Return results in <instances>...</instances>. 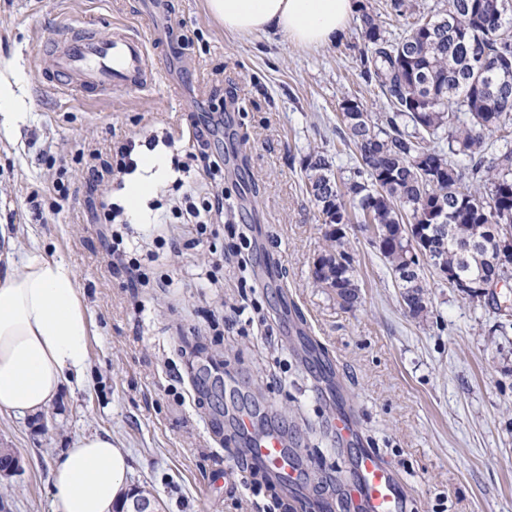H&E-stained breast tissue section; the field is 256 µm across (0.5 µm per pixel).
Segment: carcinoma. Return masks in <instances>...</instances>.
Masks as SVG:
<instances>
[{
    "label": "carcinoma",
    "mask_w": 512,
    "mask_h": 512,
    "mask_svg": "<svg viewBox=\"0 0 512 512\" xmlns=\"http://www.w3.org/2000/svg\"><path fill=\"white\" fill-rule=\"evenodd\" d=\"M410 29L389 38L361 6L363 74L389 111L373 118L355 99L342 103L341 144L352 151L343 181L325 152L305 156L309 195L329 245L311 277L344 307L358 300L354 258L338 224L371 237L415 318L429 313L425 268L443 264L441 282L464 272L512 280L498 237L512 230V0H448L441 11H412Z\"/></svg>",
    "instance_id": "obj_1"
}]
</instances>
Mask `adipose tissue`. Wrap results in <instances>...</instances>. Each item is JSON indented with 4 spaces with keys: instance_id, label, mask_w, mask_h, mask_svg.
<instances>
[{
    "instance_id": "1",
    "label": "adipose tissue",
    "mask_w": 512,
    "mask_h": 512,
    "mask_svg": "<svg viewBox=\"0 0 512 512\" xmlns=\"http://www.w3.org/2000/svg\"><path fill=\"white\" fill-rule=\"evenodd\" d=\"M227 32L272 31L317 48L341 40L356 0H208ZM88 319L65 261L32 255L0 274V412L35 415L88 366ZM129 458L110 434L77 437L51 483L56 512H114L126 490Z\"/></svg>"
}]
</instances>
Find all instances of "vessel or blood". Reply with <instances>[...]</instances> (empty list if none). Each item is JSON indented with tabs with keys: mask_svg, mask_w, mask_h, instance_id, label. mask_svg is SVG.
<instances>
[{
	"mask_svg": "<svg viewBox=\"0 0 512 512\" xmlns=\"http://www.w3.org/2000/svg\"><path fill=\"white\" fill-rule=\"evenodd\" d=\"M145 5L153 20L151 38L121 28L105 36L84 33L66 38L48 58L46 85L89 97L151 84L164 73L169 60L179 55L180 43L158 0H145ZM253 423L249 412L241 411L235 416L236 427L249 437L252 466L279 477H292L294 467L281 436L272 430L252 434ZM355 468L356 478L348 488V496L359 512H400L399 484L376 453L361 452Z\"/></svg>",
	"mask_w": 512,
	"mask_h": 512,
	"instance_id": "b4317fda",
	"label": "vessel or blood"
}]
</instances>
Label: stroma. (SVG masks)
I'll return each instance as SVG.
<instances>
[{"label": "stroma", "mask_w": 512, "mask_h": 512, "mask_svg": "<svg viewBox=\"0 0 512 512\" xmlns=\"http://www.w3.org/2000/svg\"><path fill=\"white\" fill-rule=\"evenodd\" d=\"M184 56L150 89L83 98L46 87V55L71 26L148 35L140 0H0V64L12 67L23 124L0 130V226L17 254L64 260L87 310L89 365L43 412L0 413V446L23 469L0 480L10 512H55L51 477L76 436L108 433L129 456V487L150 489L159 512H261L248 490V408L256 430L278 429L297 486L276 484L280 512H339L357 447L394 471L404 512H512V309L470 303L427 277L426 319L412 317L369 235L342 227L359 302L342 307L310 269L326 226L306 191L303 157L323 151L338 176L354 165L337 114L354 98L384 111L362 75L358 23L305 49L270 32L228 33L207 0H164ZM224 124L209 153L224 158L234 216L197 233L174 223L130 224L150 276L115 269L98 223L99 198L76 147L144 132L165 163L198 152L197 124ZM63 177L67 191L50 186ZM250 300L249 318L232 306ZM350 411L360 443L336 435Z\"/></svg>", "instance_id": "35a3bbf8"}]
</instances>
